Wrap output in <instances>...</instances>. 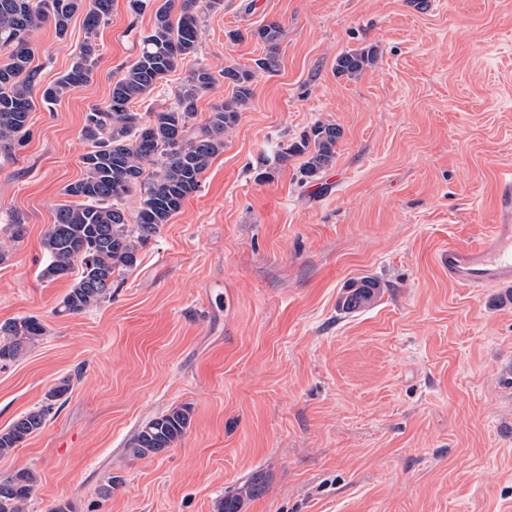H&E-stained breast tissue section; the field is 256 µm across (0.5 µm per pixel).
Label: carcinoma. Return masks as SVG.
I'll list each match as a JSON object with an SVG mask.
<instances>
[{
    "label": "carcinoma",
    "mask_w": 512,
    "mask_h": 512,
    "mask_svg": "<svg viewBox=\"0 0 512 512\" xmlns=\"http://www.w3.org/2000/svg\"><path fill=\"white\" fill-rule=\"evenodd\" d=\"M221 6L223 0H165L155 10L150 32L138 40L136 61L118 69L108 100L86 112L81 129V137L89 145L82 157L84 173L65 189L76 201L58 208L43 241L47 264L42 277L55 280L78 270L56 313L78 315L112 299L115 273L135 267L138 251L199 191L203 173L224 151L225 132L252 100L256 77L276 67L280 26L271 22L252 32L267 46L264 57L254 60L251 67L224 66L221 77L232 85V95L214 106L204 127L196 131L191 122L198 98L217 82L208 67L190 71L175 94V106L135 110L137 103L154 92L159 80L197 54L200 13ZM111 12L112 0H0V51H6L0 60L1 151L10 153L21 145L35 102L52 105L69 90L89 82L98 61L99 46L88 38L70 69L45 86L40 68L33 65V32L50 23L56 36L63 39L73 18L81 15L91 34L107 22ZM374 62L371 48L344 52L336 57V75L352 78ZM341 136L336 125L317 122L300 139L281 147L278 160L305 157L301 173L315 179L335 163ZM136 189L143 200L137 211L130 213L124 201ZM380 291L370 278L354 280L344 289L338 307L349 313L365 308ZM44 335L45 327L35 317L0 324V363L19 361ZM70 388L71 380L60 381L46 393L43 404L0 431V457L43 429ZM190 423L189 407L169 409L135 431L127 443L128 454L141 459L174 448ZM36 482V475L29 470L0 477V512H23ZM262 490L259 478H251L238 494L224 497L219 512H239L241 496H255Z\"/></svg>",
    "instance_id": "carcinoma-1"
}]
</instances>
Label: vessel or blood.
I'll return each instance as SVG.
<instances>
[{"instance_id": "1", "label": "vessel or blood", "mask_w": 512, "mask_h": 512, "mask_svg": "<svg viewBox=\"0 0 512 512\" xmlns=\"http://www.w3.org/2000/svg\"><path fill=\"white\" fill-rule=\"evenodd\" d=\"M501 208L506 223L491 225L480 244L449 247L445 257L449 281L465 288L512 283V178L501 185Z\"/></svg>"}]
</instances>
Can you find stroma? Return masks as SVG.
Wrapping results in <instances>:
<instances>
[{
    "instance_id": "obj_1",
    "label": "stroma",
    "mask_w": 512,
    "mask_h": 512,
    "mask_svg": "<svg viewBox=\"0 0 512 512\" xmlns=\"http://www.w3.org/2000/svg\"><path fill=\"white\" fill-rule=\"evenodd\" d=\"M154 12L134 19L112 0L91 81L36 105L23 145L0 154V323L33 316L46 329L0 365V431L72 384L0 458V477H37L24 512L60 500L73 512H219L257 473L266 490L241 512H512V284L461 288L444 263L449 246L503 221L512 0H224L203 13L196 55L149 107L173 105L192 67L252 65L267 51L252 32L272 21L277 66L111 300L58 315L74 278L41 277L42 240L82 175L84 115L135 61ZM85 38L78 16L66 38L49 24L33 33L43 83ZM365 47L375 65L337 76V56ZM318 122L342 136L335 165L305 182L301 157L277 153ZM362 277L379 281L378 299L339 310ZM178 406L192 420L177 447L127 454L141 424Z\"/></svg>"
}]
</instances>
